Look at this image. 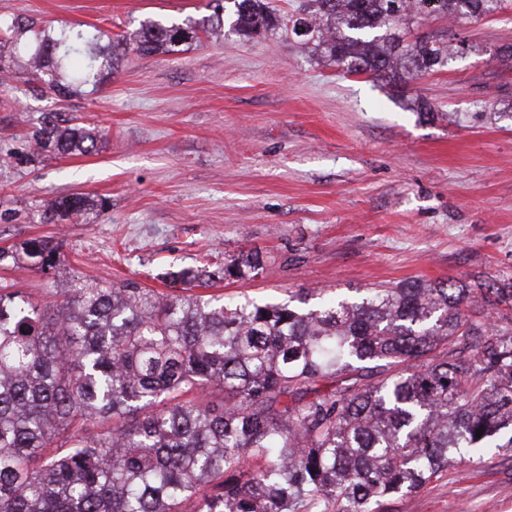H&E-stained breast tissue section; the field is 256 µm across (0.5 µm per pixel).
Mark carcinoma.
Listing matches in <instances>:
<instances>
[{
    "label": "carcinoma",
    "mask_w": 512,
    "mask_h": 512,
    "mask_svg": "<svg viewBox=\"0 0 512 512\" xmlns=\"http://www.w3.org/2000/svg\"><path fill=\"white\" fill-rule=\"evenodd\" d=\"M504 0H209L182 26L146 20L102 42L67 24L0 17L5 58L32 60V91L68 99L96 90L119 56L169 53L218 32L281 33L349 75L402 84L448 68L446 35L406 40L416 17L472 19ZM95 130L53 111L31 134L42 151L90 154ZM105 198L39 207L55 224L103 212ZM52 237L0 248V269L61 263ZM248 253L172 282L206 288L258 275ZM48 307L0 283V512H377L435 481L453 455L512 450V279L479 291L419 280L371 288L359 302L227 305L202 293L157 294L133 281L82 283ZM224 393L221 404L210 392ZM78 417L112 420L93 438ZM482 436L476 437V431Z\"/></svg>",
    "instance_id": "obj_1"
}]
</instances>
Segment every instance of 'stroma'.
Returning a JSON list of instances; mask_svg holds the SVG:
<instances>
[{
	"mask_svg": "<svg viewBox=\"0 0 512 512\" xmlns=\"http://www.w3.org/2000/svg\"><path fill=\"white\" fill-rule=\"evenodd\" d=\"M207 0H0V15L123 35L150 19L183 23ZM467 43L449 69L398 86L341 73L276 36L212 35L189 49L127 52L95 92L60 102L34 94L25 62L0 81V247L51 236L59 269L0 270L49 305L73 283L165 292V272L260 254L255 277L213 286L225 300L285 303L301 293L358 300L363 289L417 279L471 286L512 278V7L475 22L420 21ZM427 101L435 119L413 111ZM96 127L90 155L34 147L42 113ZM103 196L98 217L43 224L40 201ZM383 512H512V456L457 461L439 480L390 498Z\"/></svg>",
	"mask_w": 512,
	"mask_h": 512,
	"instance_id": "35a3bbf8",
	"label": "stroma"
}]
</instances>
